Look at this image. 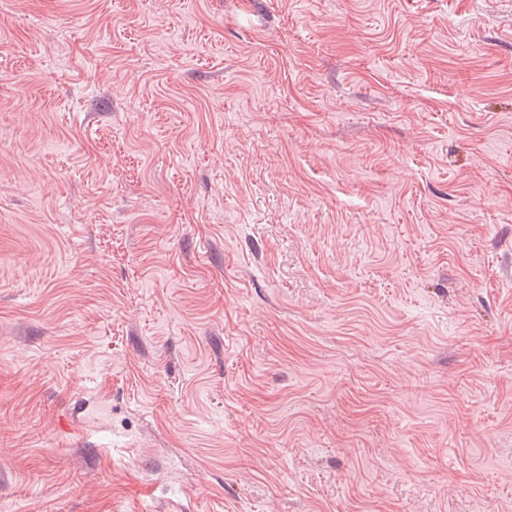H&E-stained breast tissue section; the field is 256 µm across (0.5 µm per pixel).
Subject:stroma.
Listing matches in <instances>:
<instances>
[{
  "label": "stroma",
  "instance_id": "stroma-1",
  "mask_svg": "<svg viewBox=\"0 0 512 512\" xmlns=\"http://www.w3.org/2000/svg\"><path fill=\"white\" fill-rule=\"evenodd\" d=\"M512 508V0H0V512Z\"/></svg>",
  "mask_w": 512,
  "mask_h": 512
}]
</instances>
